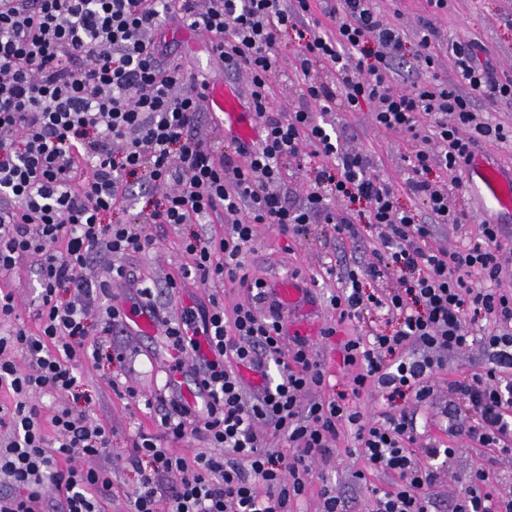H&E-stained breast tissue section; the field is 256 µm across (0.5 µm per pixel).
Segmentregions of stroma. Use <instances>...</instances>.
I'll return each mask as SVG.
<instances>
[{
  "label": "stroma",
  "mask_w": 512,
  "mask_h": 512,
  "mask_svg": "<svg viewBox=\"0 0 512 512\" xmlns=\"http://www.w3.org/2000/svg\"><path fill=\"white\" fill-rule=\"evenodd\" d=\"M375 7L386 20L396 21L407 44H415L420 36L421 20H431L438 37L435 42V71L448 81H455V58L451 47L477 41L483 44L494 57L499 72H512V0H448V6L439 10L429 0H374ZM164 36L174 57L193 71L205 74L209 80L244 89L247 75L213 67L211 47L206 37L187 41L181 30L166 25ZM318 120L348 126L356 136L347 141L348 149L367 155L375 169L385 179L400 183L405 177L404 155L408 151L407 141L400 135L377 129L370 112H328L318 113ZM449 204H463L475 217L474 223L460 230L443 226L438 228L437 237L442 245L454 250L468 244L478 233L477 223L484 215L478 203L470 196L467 188L449 192ZM218 224H187L155 228V248L143 252H130L121 256H104L96 259L88 269L92 278L108 279L109 269L121 265L128 270L134 281H147L155 290V301L159 314L170 320L180 317L183 307L197 303L208 305L211 297L224 301L240 298V290L233 286H213L197 281H187L183 288L169 290L170 278L179 276L188 258L182 249L184 238L192 234H215L221 232ZM363 240L354 243L337 239L329 234L325 225H307L297 235L284 238L274 227L262 224L258 227L257 240L246 255V264L256 277L272 280L275 275L285 272L299 274L307 279L302 312H287L284 315L286 335L284 343L293 346L296 338L307 341L328 371L327 394L347 391L350 385L349 372L340 368V346L349 337L361 336L367 331L391 333L395 322L380 312L373 311L359 321L338 323L329 299L337 289L334 280L325 278L323 267L335 262L337 269L353 268L370 260L366 243L376 239L378 231L370 225H362ZM336 326L332 338L321 335L323 328ZM116 351L124 355L123 362L107 358L97 361L84 360L80 364L81 389L88 397L85 405L91 418L109 424L114 429L112 448L109 456L100 459L99 465L110 471L112 477V498L105 505L106 512H130L129 494L136 480L127 463L130 452V437L135 425L153 429V415L142 401L117 395L111 387L112 380L139 391L143 397L161 388L166 379L169 360L167 339L161 332L139 333L135 326L114 329L108 338ZM491 362L490 353L475 345L468 349L449 354L445 368L434 376V392L423 408H418V420L425 423L431 435H439L444 424L443 412L449 407L448 383L462 376L483 371ZM459 451L448 461L433 459L430 466L436 475L434 491L437 512H448V500L462 486L465 476L477 465V454L467 449L464 439L454 441ZM362 462L357 456L349 455L344 443H337L330 456L318 460L315 472L304 497L295 502L296 512H320L319 492L322 486H329L342 499L348 501L351 512H365L368 485L387 487L389 476L378 473L358 480L356 471Z\"/></svg>",
  "instance_id": "obj_1"
}]
</instances>
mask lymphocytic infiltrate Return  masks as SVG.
<instances>
[{"mask_svg":"<svg viewBox=\"0 0 512 512\" xmlns=\"http://www.w3.org/2000/svg\"><path fill=\"white\" fill-rule=\"evenodd\" d=\"M0 0V512H105L112 482L96 466L112 444L111 426L62 404L43 412L47 395L75 394L76 360L100 359L103 339L87 338L95 300L110 281L85 271L93 256L154 248L147 232L104 223L125 210L135 190L161 191L150 224L227 220L223 236L183 241L189 257L182 281H227L254 301L185 308L164 324L170 372L193 373L205 392L188 405L178 393L155 398V428L136 427L129 466L137 475L132 512H291L306 493L319 456L351 432L370 470L389 472V488H372L370 512H432L435 475L413 457L417 418L406 409L363 413L357 401L377 391L427 403L431 380L448 354L477 343L494 364L448 383L459 430L488 458L512 453V290L505 288L502 227L484 223L476 241L448 251L436 227L469 223L466 208L449 209L433 171L456 174L480 140L505 141L501 126L482 119L478 99L512 104V76L499 78L478 45H454L457 84L433 73L431 22L414 57L424 73L397 83L395 61L406 50L398 25L373 0ZM332 29L312 34L322 18ZM209 38L226 65L242 68L260 139L218 145L199 134L206 77L166 58L156 34L165 23ZM294 30L300 49L293 69L312 108L270 117L271 80L282 68L277 45ZM331 69L336 83L315 82ZM371 112L377 128L407 138V176L395 185L376 174L367 156L347 150L350 127L333 130L314 111ZM324 165L302 203L277 192L288 162L303 152ZM425 206L427 220L399 203ZM346 209L336 210L335 201ZM365 202L356 212L352 203ZM326 224L335 237L359 240L360 227L378 237L369 261L325 274L339 287L330 299L339 321L373 310L396 319L392 333L354 336L341 349L350 390L316 399L327 370L305 342L285 347L278 311L264 314L266 283L252 277L245 254L262 224L290 236ZM35 258L40 284L38 326L17 324L18 299L9 282ZM379 284L369 293L365 283ZM481 328L471 336L470 326ZM279 367L276 385L244 389L241 371ZM281 437L290 450L271 446ZM194 439L187 455L176 443ZM449 512H512V481L476 467L450 499Z\"/></svg>","mask_w":512,"mask_h":512,"instance_id":"f902f5d3","label":"lymphocytic infiltrate"}]
</instances>
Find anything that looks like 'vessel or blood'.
Here are the masks:
<instances>
[{"label":"vessel or blood","instance_id":"obj_1","mask_svg":"<svg viewBox=\"0 0 512 512\" xmlns=\"http://www.w3.org/2000/svg\"><path fill=\"white\" fill-rule=\"evenodd\" d=\"M206 104L214 116L213 127L217 132L230 140H250L252 108L237 89L219 82L210 83ZM467 169L469 188L482 208L512 216V171L501 170L486 152L474 154ZM303 291L302 282L288 274L279 277L273 285L275 298L283 306L298 304Z\"/></svg>","mask_w":512,"mask_h":512}]
</instances>
